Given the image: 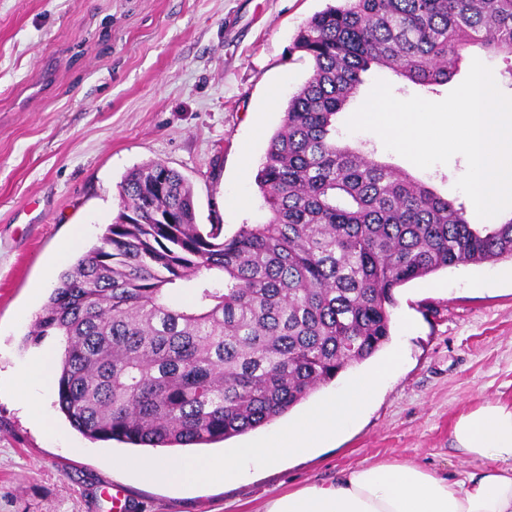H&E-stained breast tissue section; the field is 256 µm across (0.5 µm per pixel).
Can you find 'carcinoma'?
Wrapping results in <instances>:
<instances>
[{
    "label": "carcinoma",
    "mask_w": 512,
    "mask_h": 512,
    "mask_svg": "<svg viewBox=\"0 0 512 512\" xmlns=\"http://www.w3.org/2000/svg\"><path fill=\"white\" fill-rule=\"evenodd\" d=\"M474 47L512 61V0H342L314 14L295 40L312 74L256 175L269 218L231 237L196 224L179 172L130 170L121 211L25 337L63 338L57 405L70 425L151 448L245 434L374 356L396 289L512 258V218L472 224L409 174L336 143V115L369 70L443 85ZM180 293L189 301L174 303Z\"/></svg>",
    "instance_id": "obj_1"
}]
</instances>
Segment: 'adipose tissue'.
<instances>
[{"instance_id":"obj_1","label":"adipose tissue","mask_w":512,"mask_h":512,"mask_svg":"<svg viewBox=\"0 0 512 512\" xmlns=\"http://www.w3.org/2000/svg\"><path fill=\"white\" fill-rule=\"evenodd\" d=\"M386 360L289 420L281 430L234 448L222 457L143 463L144 475L195 487L215 475L225 482L250 469H270L284 457L312 453L355 420L393 371ZM456 448L480 460L464 477L441 475L414 464L374 463L337 474L328 485H308L271 500L265 512H512V405L487 403L461 415Z\"/></svg>"}]
</instances>
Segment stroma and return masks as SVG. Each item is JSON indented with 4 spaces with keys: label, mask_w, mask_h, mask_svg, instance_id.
<instances>
[{
    "label": "stroma",
    "mask_w": 512,
    "mask_h": 512,
    "mask_svg": "<svg viewBox=\"0 0 512 512\" xmlns=\"http://www.w3.org/2000/svg\"><path fill=\"white\" fill-rule=\"evenodd\" d=\"M330 0H0V512H263L272 498L340 470L412 462L440 474L473 470L452 444L460 415L512 404V259L462 265L398 288L391 340L318 391H340L378 360L400 356L358 420L330 447L181 489L140 478L135 458L191 456L188 448L92 441L33 383L15 397L32 353L22 343L60 275L96 245L120 209L118 185L159 161L192 186L198 223L233 235L269 217L252 173L281 126L289 97L312 64L293 48L303 24ZM512 96L500 57L472 49L448 84L429 91L388 70L365 75L336 116L338 144L405 171L459 204L462 155L422 169L347 120L376 80L394 97L438 102L467 77L472 59ZM82 229L81 250L61 254ZM43 420L35 425L30 412Z\"/></svg>",
    "instance_id": "stroma-1"
}]
</instances>
